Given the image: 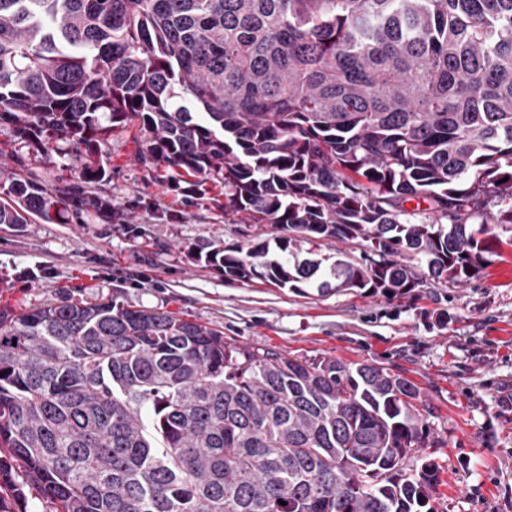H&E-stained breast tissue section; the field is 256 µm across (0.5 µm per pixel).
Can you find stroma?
Returning a JSON list of instances; mask_svg holds the SVG:
<instances>
[{
    "instance_id": "stroma-1",
    "label": "stroma",
    "mask_w": 512,
    "mask_h": 512,
    "mask_svg": "<svg viewBox=\"0 0 512 512\" xmlns=\"http://www.w3.org/2000/svg\"><path fill=\"white\" fill-rule=\"evenodd\" d=\"M141 148L136 126L115 130L101 147L106 178L84 185V158L70 141L51 140L42 153L0 125V171L51 191L79 186L92 199L59 224L0 227V308L115 294L134 308L218 327L250 350L402 375L420 391L417 409L434 441L431 512H512V228H500L503 245L480 277L428 279L395 298L229 279L194 250L246 247L276 229L225 213L222 184L202 196L175 189L169 172L139 162ZM100 199L109 211L97 208ZM440 311L448 324L436 323Z\"/></svg>"
}]
</instances>
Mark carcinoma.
Here are the masks:
<instances>
[{
	"label": "carcinoma",
	"mask_w": 512,
	"mask_h": 512,
	"mask_svg": "<svg viewBox=\"0 0 512 512\" xmlns=\"http://www.w3.org/2000/svg\"><path fill=\"white\" fill-rule=\"evenodd\" d=\"M132 122L141 162L280 231L197 253L226 277L468 281L512 224V0H0V124L84 149L95 183ZM4 183L0 224L85 204ZM322 239L365 264L323 267ZM418 398L116 297L0 309V512H421L438 465L404 472L430 437ZM318 245H313V250L319 257L331 258L330 261L341 259L354 265H362L363 246L359 245V241L342 243L336 240L324 239L317 241Z\"/></svg>",
	"instance_id": "carcinoma-1"
}]
</instances>
